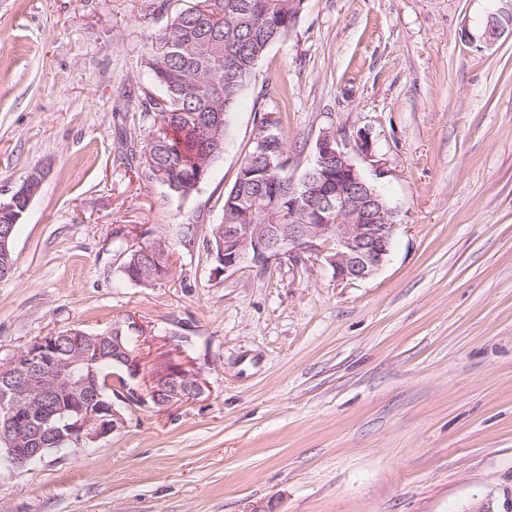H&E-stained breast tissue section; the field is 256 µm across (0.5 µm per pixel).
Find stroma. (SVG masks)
Here are the masks:
<instances>
[{"mask_svg":"<svg viewBox=\"0 0 512 512\" xmlns=\"http://www.w3.org/2000/svg\"><path fill=\"white\" fill-rule=\"evenodd\" d=\"M195 0H0V201L42 185L0 280V360L72 327L140 325L141 385L208 391L127 415L87 448L0 466V512H468L512 499V36L492 0H305L188 198L145 148V60ZM292 179L321 132L369 129L355 164L398 211L391 254L346 284L305 256L219 273L208 242L266 113ZM165 240L171 270L123 279ZM500 2L495 5L494 12L487 17V23L483 33L486 44L491 45L500 38L505 32H512V1L511 0H495ZM505 19V21L503 20ZM511 19V21H510ZM42 184V177L39 173L31 174L12 194V202L22 205V212L27 211L33 197L36 195ZM136 256L148 254L155 257L160 263L166 262V266L159 265L156 260L147 255H143L134 260L131 255L124 264L123 276L130 282L139 285H146L158 278L169 274V253L166 244L161 239H155L149 243L142 244L138 248L132 250ZM167 268V269H166ZM166 275V276H167Z\"/></svg>","mask_w":512,"mask_h":512,"instance_id":"1","label":"stroma"}]
</instances>
